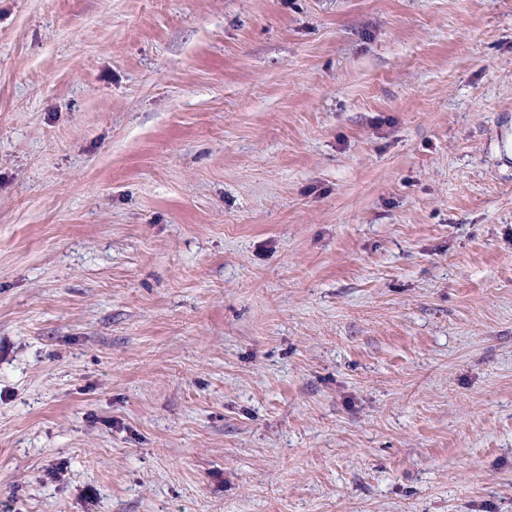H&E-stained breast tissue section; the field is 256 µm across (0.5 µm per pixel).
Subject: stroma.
I'll return each mask as SVG.
<instances>
[{"label":"stroma","instance_id":"obj_1","mask_svg":"<svg viewBox=\"0 0 512 512\" xmlns=\"http://www.w3.org/2000/svg\"><path fill=\"white\" fill-rule=\"evenodd\" d=\"M0 512H512V0H0Z\"/></svg>","mask_w":512,"mask_h":512}]
</instances>
